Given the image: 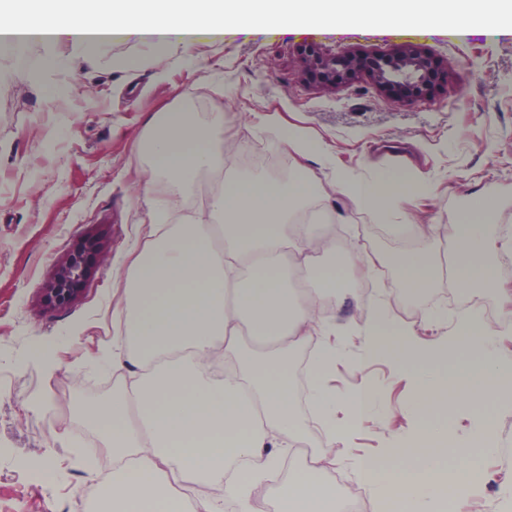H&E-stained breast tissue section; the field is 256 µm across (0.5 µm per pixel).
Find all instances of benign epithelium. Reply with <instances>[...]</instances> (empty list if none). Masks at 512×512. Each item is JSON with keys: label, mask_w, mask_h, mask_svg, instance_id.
<instances>
[{"label": "benign epithelium", "mask_w": 512, "mask_h": 512, "mask_svg": "<svg viewBox=\"0 0 512 512\" xmlns=\"http://www.w3.org/2000/svg\"><path fill=\"white\" fill-rule=\"evenodd\" d=\"M300 65L309 73L334 84L358 74L362 61L356 55L322 56L311 43L301 46ZM437 64L429 57L398 52L376 60L372 67L376 83L385 90H396L408 99H418L432 93L431 71ZM97 255V245L86 240L70 252L57 266L47 285V298L63 305L70 300L88 275L91 262Z\"/></svg>", "instance_id": "7a95c632"}]
</instances>
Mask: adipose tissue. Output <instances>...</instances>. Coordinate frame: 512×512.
Segmentation results:
<instances>
[{"mask_svg": "<svg viewBox=\"0 0 512 512\" xmlns=\"http://www.w3.org/2000/svg\"><path fill=\"white\" fill-rule=\"evenodd\" d=\"M506 11L512 12V0H0V43L13 51L66 43L73 55L48 56L44 66L86 71L115 43H141L159 56L279 18L298 29L346 21L399 29L409 19L431 22L443 15L468 36L476 15L486 20L484 34L498 33ZM145 125L139 142L145 195H184L200 175L220 169L223 113L200 120L186 110L152 111ZM280 142L294 160L287 178L257 173L225 182L177 223L156 207L143 245L122 270L125 305L99 363L126 376L111 399L81 406L85 423L112 456L99 512H224L229 500L237 512H266L263 491L304 432L291 377L298 346H316L306 368V400L321 419L323 438L289 478L281 512H324L312 497L318 480L347 463L376 496L398 498L402 512H436L447 487L463 491L473 465L470 448L449 447L447 427L429 422V415L491 394L512 400V358L497 353L501 333L478 308L461 307L451 336L427 348L415 327L391 316L387 300H376L371 322L358 330L363 356L403 365L425 359L427 370L412 378L420 423L388 455L371 461L352 456L335 412L341 407L351 418L363 416L371 392L341 397L330 386L328 374L342 352L335 325L316 311L355 299L386 259L375 250L357 255L337 247L335 236L313 234L298 217L319 210L335 218L338 197L376 214L395 211L406 190L397 180L385 194L378 183L338 170L320 181L308 170L306 133L282 129ZM404 230L411 246L396 261L400 287L422 297L440 283L455 288L476 281L497 292L503 312H512V283L491 262L501 245L479 215L459 218L447 268L429 248L439 225ZM299 270L312 274L315 290L297 288ZM247 334L257 342L252 356L242 347ZM448 346L466 357L445 371L439 355Z\"/></svg>", "mask_w": 512, "mask_h": 512, "instance_id": "1", "label": "adipose tissue"}]
</instances>
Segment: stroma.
Masks as SVG:
<instances>
[{
	"mask_svg": "<svg viewBox=\"0 0 512 512\" xmlns=\"http://www.w3.org/2000/svg\"><path fill=\"white\" fill-rule=\"evenodd\" d=\"M305 42L328 55H357L364 66L354 80L324 88L298 63ZM400 50L436 61L430 97L410 100L374 81L372 62ZM42 53L31 45L21 64L0 53L7 74L0 83V512H92L95 500L84 491L100 486V465L76 452L80 413L61 416L55 401L77 385L93 398L112 394L111 368L94 359L112 342L120 271L149 219L135 145L152 108L223 113L224 137L238 146L224 158L225 179L253 173L248 156L285 157L276 134L284 122L311 134L355 179L419 181L402 211L422 223L448 226L486 198L495 203L489 233L512 231V34L453 37L444 18L399 31L347 23L338 32L299 33L279 19L252 34L230 30L171 48L159 60L141 44L118 43L95 71L60 67L36 85L21 67ZM127 57L143 63L121 68ZM337 206L344 224L321 222L317 232L345 231L389 260L361 289L359 305L333 314L346 332L365 326L369 302L393 288L390 265L404 246L386 220L342 199ZM86 240L98 244L102 260L67 306L51 305L45 291L56 264ZM43 338L61 345L51 377L37 363L17 364ZM413 371L388 359L363 361L359 344H347L330 383L340 395L371 385L376 404L351 426L353 455L371 459L411 437ZM496 428V454L473 462L512 485V409L502 408Z\"/></svg>",
	"mask_w": 512,
	"mask_h": 512,
	"instance_id": "obj_1",
	"label": "stroma"
}]
</instances>
